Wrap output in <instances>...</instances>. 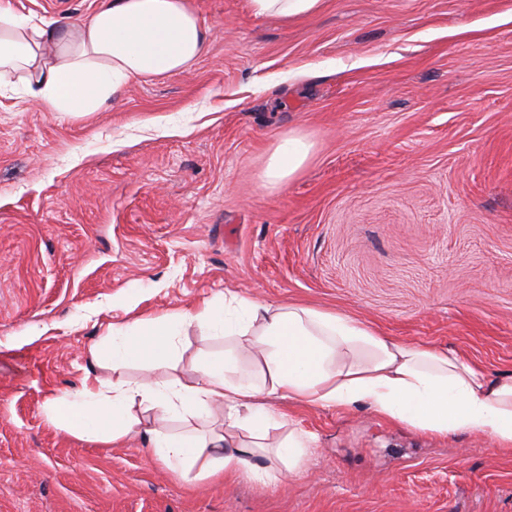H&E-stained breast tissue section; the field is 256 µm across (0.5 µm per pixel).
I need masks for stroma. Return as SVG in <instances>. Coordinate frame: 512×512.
Masks as SVG:
<instances>
[{"mask_svg":"<svg viewBox=\"0 0 512 512\" xmlns=\"http://www.w3.org/2000/svg\"><path fill=\"white\" fill-rule=\"evenodd\" d=\"M51 19L92 0H11ZM188 70L73 118L0 89V512H512V452L285 401L305 472L189 488L139 442L42 412L111 323L232 289L360 317L512 374V0H325L291 22L191 0ZM310 160L258 174L288 132Z\"/></svg>","mask_w":512,"mask_h":512,"instance_id":"stroma-1","label":"stroma"}]
</instances>
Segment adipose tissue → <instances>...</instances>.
Returning a JSON list of instances; mask_svg holds the SVG:
<instances>
[{
    "mask_svg": "<svg viewBox=\"0 0 512 512\" xmlns=\"http://www.w3.org/2000/svg\"><path fill=\"white\" fill-rule=\"evenodd\" d=\"M209 34L190 0H98L67 24L0 0V85L21 84L44 111L83 116L132 83L189 68ZM312 148L302 135L283 136L262 186L294 178ZM192 326L223 350H191ZM88 356L80 386L46 399L48 424L99 448L139 440L188 485L236 476L270 484L304 472L317 436L277 410L278 400L365 405L432 436L471 431L512 451V375L491 377L452 351L381 335L344 312L228 289L192 311L108 324Z\"/></svg>",
    "mask_w": 512,
    "mask_h": 512,
    "instance_id": "ef3b65f1",
    "label": "adipose tissue"
}]
</instances>
